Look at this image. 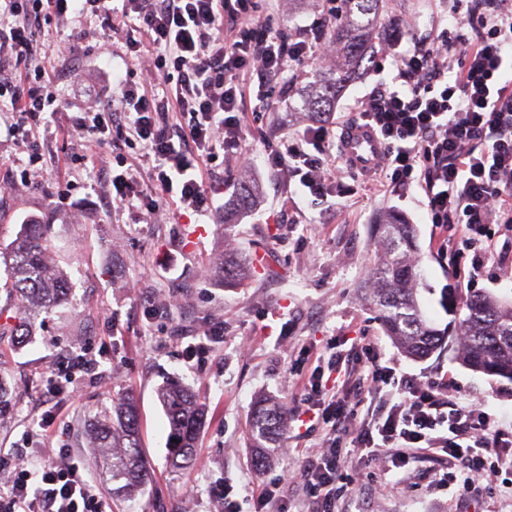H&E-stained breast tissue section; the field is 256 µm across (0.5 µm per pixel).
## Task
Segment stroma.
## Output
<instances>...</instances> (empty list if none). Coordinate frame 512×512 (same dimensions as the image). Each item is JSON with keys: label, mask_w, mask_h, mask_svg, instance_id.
Here are the masks:
<instances>
[{"label": "stroma", "mask_w": 512, "mask_h": 512, "mask_svg": "<svg viewBox=\"0 0 512 512\" xmlns=\"http://www.w3.org/2000/svg\"><path fill=\"white\" fill-rule=\"evenodd\" d=\"M398 28L433 38L453 29L452 0H389ZM267 18L276 28L299 31L322 20L320 0H270ZM125 37H104L99 24L75 37L69 57L54 60V93L86 92L94 105L101 84L126 75L132 62ZM365 66L346 80L336 98V123L347 122L355 101L390 83L394 72L382 40ZM275 101L262 121L250 125L247 144L255 165L225 159L212 177L215 211L165 213L160 223H135V211L113 212L104 201L98 176L117 159L137 163L139 151L120 135L94 147L85 163L71 161L65 138L49 141L35 186L12 187L6 159L15 158L12 137L0 128V248H7L29 219L49 227L51 259L68 273V302L37 322L29 340L0 339L9 409L0 415V457L14 453L77 463L107 503L109 512H219V493L230 491L243 512L264 486L282 497L289 512H310L299 483L302 450L316 446L320 431H307L297 418L304 385L317 366L326 365L331 346L343 336L375 340L384 363L425 383H443L448 394L478 398L488 413L512 417V383L477 373L457 356V325L466 297L489 293L512 303V276L490 262L471 276V260L450 259L441 250L444 229L431 223L418 188L400 193L375 191L363 178L345 179L341 190L317 200L301 194L296 182L266 169L265 148L277 141L282 124L298 127L306 114ZM258 185L261 206L243 207L244 183ZM402 213L415 229L416 258L425 291L424 313L448 338L444 350L422 360L406 357L386 335L365 288L380 262L383 245L374 228L383 214ZM232 253L251 269L248 277L225 285L216 265ZM160 314H152L150 305ZM224 334L210 336L213 323ZM202 345L189 360L188 344ZM89 348L98 363L82 377L77 397H48L50 378L70 350ZM176 378L208 408L192 465H170L169 426L158 389ZM137 403L142 451L151 481L136 500L124 499L91 463L85 435L93 415L110 406L116 393ZM269 399L282 407L286 425L271 446L272 459L256 470L250 456L255 403ZM49 414L53 441L32 431ZM448 460L440 452L418 454L406 468L360 460L349 474L355 493L348 512H512V499L488 493H459L439 487ZM390 491L373 497V481Z\"/></svg>", "instance_id": "1"}]
</instances>
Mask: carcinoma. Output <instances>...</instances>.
Wrapping results in <instances>:
<instances>
[{"label":"carcinoma","mask_w":512,"mask_h":512,"mask_svg":"<svg viewBox=\"0 0 512 512\" xmlns=\"http://www.w3.org/2000/svg\"><path fill=\"white\" fill-rule=\"evenodd\" d=\"M385 11L386 0H336V10L326 28V37L339 49L336 70L328 77L317 73L306 85L303 107L308 113L320 116L334 107L337 87L366 60L370 41L391 24ZM376 230L386 243V251L373 272L370 298L379 307L393 343L407 356L423 359L440 346L442 336L425 318L418 301L413 226L397 215H389ZM50 248L47 225L31 223L22 225L7 251H0L5 290L13 302L15 320L13 325L0 324V337L31 335L39 316L67 299L70 282L63 270L49 263ZM463 306L467 333L460 337L462 363L512 383V304L479 294L467 298ZM159 399L168 418L169 437L174 439L172 463L188 465L206 416L205 407L178 382L164 385ZM284 427L280 408L264 403L254 410L256 468L269 463L263 443L280 435ZM88 448L93 464L110 482L118 484L119 492L128 497L143 492L149 482V469L142 456L139 416L131 397H115L112 409L95 416Z\"/></svg>","instance_id":"carcinoma-1"}]
</instances>
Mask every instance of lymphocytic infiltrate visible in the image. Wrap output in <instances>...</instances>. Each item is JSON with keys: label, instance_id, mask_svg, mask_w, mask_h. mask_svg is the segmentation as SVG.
Wrapping results in <instances>:
<instances>
[{"label": "lymphocytic infiltrate", "instance_id": "f902f5d3", "mask_svg": "<svg viewBox=\"0 0 512 512\" xmlns=\"http://www.w3.org/2000/svg\"><path fill=\"white\" fill-rule=\"evenodd\" d=\"M469 33L455 39H387L392 86L359 101L357 125L371 128L384 151L370 172L389 191L419 187L432 223L447 233L445 248L465 245L471 266L495 261L512 267V0H464ZM258 0H0V100L9 101L10 129L23 158L14 186H28L45 162L40 128L46 113L68 115L66 134L82 151L113 132L142 146L147 175L176 209L212 204L209 177L219 158L250 165L245 130L261 102L288 95L289 63H328L336 46L322 27L272 30ZM101 19L126 35L141 80H119L117 96L84 109L77 95L58 96L52 58L71 51L69 40L45 37L51 27L81 34L84 20ZM257 107H249V99ZM333 129L311 123L283 131L268 168L298 178L305 193L324 197L346 175L330 163ZM105 196L115 209L144 198V214L160 213L129 171L109 174ZM497 225V235L487 232ZM365 414H358V407ZM325 434L302 457L297 472L312 512H348L351 459L342 434L359 420L352 443L367 457L403 465L418 451L437 449L453 462L440 486L474 490L479 476L510 472L498 487L512 497V429L496 422L478 400L448 396L446 388L396 375L376 345L355 337L347 354L314 373L303 411ZM106 504L77 465L18 454L0 487V512H106Z\"/></svg>", "mask_w": 512, "mask_h": 512}]
</instances>
